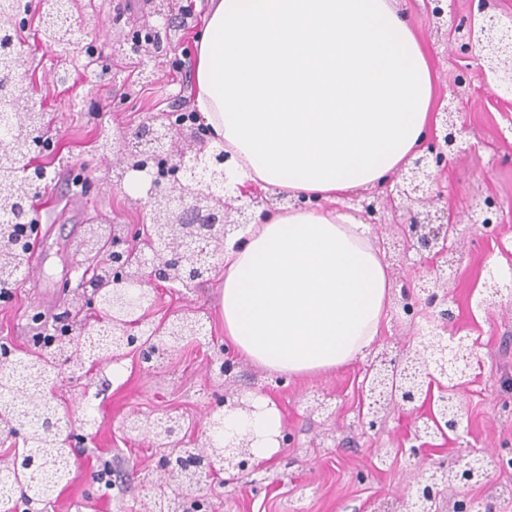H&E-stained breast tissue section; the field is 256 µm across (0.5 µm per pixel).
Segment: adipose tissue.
<instances>
[{"label": "adipose tissue", "mask_w": 512, "mask_h": 512, "mask_svg": "<svg viewBox=\"0 0 512 512\" xmlns=\"http://www.w3.org/2000/svg\"><path fill=\"white\" fill-rule=\"evenodd\" d=\"M194 106L208 149L231 154V182L306 198L224 248V334L283 377L362 357L387 315L389 269L346 194L383 185L422 149L433 80L424 49L392 0H211L197 42ZM229 415L253 452L279 450L276 404Z\"/></svg>", "instance_id": "adipose-tissue-1"}]
</instances>
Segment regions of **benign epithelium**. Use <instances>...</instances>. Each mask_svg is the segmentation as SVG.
I'll return each mask as SVG.
<instances>
[{
	"mask_svg": "<svg viewBox=\"0 0 512 512\" xmlns=\"http://www.w3.org/2000/svg\"><path fill=\"white\" fill-rule=\"evenodd\" d=\"M444 2L446 0H428L430 15L436 24L449 23L468 40V44L479 45L483 61L499 88L512 93V38H507L493 23L477 29L472 23L465 26L456 22V15L448 14ZM171 31L173 28L169 26L162 31L134 26L125 34L126 54L138 58L137 77L140 80L148 82L154 76V71L148 70V61L177 55L178 45ZM29 75L28 70L0 72V80L14 89L18 103L16 112L20 117L30 112L25 106V82ZM207 133L208 127L183 118L170 119L158 128L140 125L134 139L146 142L150 145L148 151L163 159L166 169L160 171H152L142 149L127 147L114 153L115 184H122L129 171H147L152 174L153 185L158 190L148 196L150 223L114 225L112 234L102 241L94 238L86 241L85 247L95 249L100 245L111 258L105 282L97 285L86 276L80 279L79 287L92 308L101 310L105 307L104 290L108 288L112 289V308L127 307V285L136 282L140 287L141 306L149 312L156 305L159 285L168 283L172 288L188 290L210 280L226 241L244 225L260 223L258 214L275 210L276 203L283 201L279 196L273 199L255 196L247 204L233 206L240 197L225 190L229 156L222 152L206 155ZM457 134L453 113H443L441 134L434 137L426 151L412 160L408 171L402 174V181L386 183L381 193L365 194L361 202L364 219L370 224L382 223L381 210L397 198L423 203L416 194L424 186L432 185L438 172L448 167ZM21 170L25 172L26 189L15 208L13 222L16 224L23 223L27 203L42 181L39 174L47 173L42 166L30 168L23 165ZM453 230L448 213L413 209L409 210L403 229L407 250H413L425 259L429 278L421 285L419 293L415 292L414 284L402 282V310L411 313L424 306L436 313L442 322L440 329L444 331L453 319L447 289V268L453 265V260L448 258L453 253L448 240ZM143 324L142 320L131 326L115 321L112 332L106 334L101 325L81 323L79 339L88 342L96 337L102 343L110 335L112 348L124 350L123 355L113 358V362L134 355L140 363L148 364L154 356L167 351V344L136 331ZM197 325L198 322L185 312L153 329V336L170 332L186 340L197 335ZM474 359L475 343L468 337L446 338L441 333H432L422 337L414 352L407 353L404 359L391 358L386 352L377 355L366 370L362 389L376 406L384 401L403 409L421 399L430 400L431 390L438 388L439 395L432 404L431 415L419 417L410 438V454L421 458L431 440L462 427L458 390L469 376ZM217 410L222 411V415L210 419L209 427L192 438L191 448L184 447L183 427L178 416L152 414L144 418L128 416L123 420V428L128 434L167 441V451L158 459L153 471L183 489L175 495L174 507L167 512H202L207 508L206 501L195 497L191 503H186L188 491L196 482L220 470L234 471L240 477L255 471L254 437L251 434L240 433L226 438L222 448H210L207 444L208 432L223 425L224 417L230 414L249 416L255 408L242 393L227 387L223 394L215 396L210 412ZM476 460L478 457L469 454L458 462V467L444 469V481L468 488L488 480L491 471L485 466L476 467ZM439 494L436 484H426L411 498V504H422L421 512H430Z\"/></svg>",
	"mask_w": 512,
	"mask_h": 512,
	"instance_id": "1",
	"label": "benign epithelium"
}]
</instances>
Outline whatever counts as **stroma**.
Masks as SVG:
<instances>
[{
  "instance_id": "obj_1",
  "label": "stroma",
  "mask_w": 512,
  "mask_h": 512,
  "mask_svg": "<svg viewBox=\"0 0 512 512\" xmlns=\"http://www.w3.org/2000/svg\"><path fill=\"white\" fill-rule=\"evenodd\" d=\"M175 3L190 9L179 32L178 63L164 65L154 83L143 85L137 81L134 59L121 50L123 35L135 23L160 29L166 25L143 0L66 5L67 24L92 46L89 55L66 43L43 47L31 29L37 0H16V20L29 24L24 36L32 67L26 96L48 113L46 136L57 156L34 200L36 268L23 274L9 298H0V345H9L19 356L31 354L33 336L65 312L90 322L97 316L71 287L85 268L83 255L69 244L72 226L149 221L145 197L113 186L112 164L101 160L93 142L100 132L114 140L131 135L146 118L164 110L191 112L195 37L203 26L207 0ZM396 6L419 37L435 75V111L457 115L455 151L439 183V204L457 221L450 240L456 261L448 272L455 317L448 331L469 337L478 355L460 393L466 430L438 440L427 456L439 466L475 450L492 459L512 451V96L486 85L476 51L461 50L456 34L437 31L425 0H397ZM452 8L457 18L478 25L492 20L512 28V0H488L484 5L479 0H453ZM80 176L86 188L71 190V182ZM488 200L495 204L496 231L491 235L470 221ZM405 217L404 203H397L386 211L387 226L378 235L396 257L390 268L394 280L424 273L416 252L403 250L398 225ZM493 270L504 276L502 292L484 310L475 300ZM223 277L219 271L189 290L161 289L149 315L156 324L174 312L191 310L203 327L197 338L149 366L131 357L123 360L117 379L111 364L104 362L94 367L90 379L58 381L59 403L92 409L86 430L94 440L73 448L78 468L58 498L28 507L18 501L16 512H138L141 501L153 494L141 472L154 463L159 450L125 433L122 421L136 411L172 409L185 415L189 439L206 424L222 383L208 372L207 364L225 346L218 309ZM433 329L426 313L410 317L390 304L374 349L399 352L413 337ZM364 366L360 359L279 385L265 368L237 359L234 386L246 393L267 391L282 413L291 444L252 477L228 485L223 475H215L205 488L209 512H400V499L410 493L418 466L403 447L417 415L428 414L429 408L422 405L414 413L383 409V426L363 433L359 387ZM107 462L114 470L108 485L96 477ZM508 484L512 468L494 471L490 481L468 488L473 512H512V496L502 492Z\"/></svg>"
}]
</instances>
